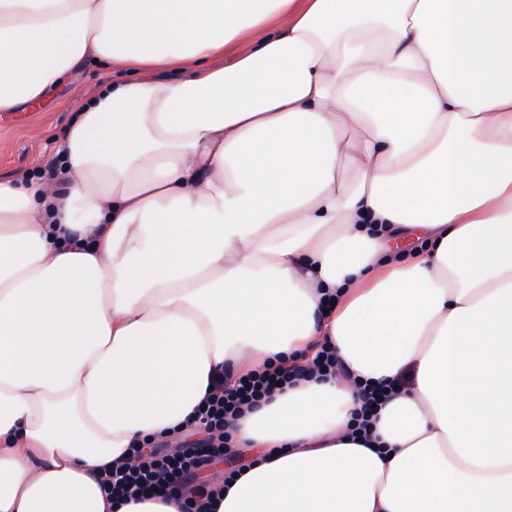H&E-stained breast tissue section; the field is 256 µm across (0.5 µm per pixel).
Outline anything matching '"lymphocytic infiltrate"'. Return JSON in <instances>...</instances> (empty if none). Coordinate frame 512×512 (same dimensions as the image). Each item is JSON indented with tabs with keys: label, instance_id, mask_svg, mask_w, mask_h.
Wrapping results in <instances>:
<instances>
[{
	"label": "lymphocytic infiltrate",
	"instance_id": "f902f5d3",
	"mask_svg": "<svg viewBox=\"0 0 512 512\" xmlns=\"http://www.w3.org/2000/svg\"><path fill=\"white\" fill-rule=\"evenodd\" d=\"M325 375L342 372L343 366L330 346H322L312 360L311 368L270 366L259 373L239 377L234 384L216 382L215 391L200 411V418L208 434L207 449L198 452L187 445L173 452H164L158 446L137 449V465L109 472L107 483L116 496L141 500L156 494L186 495L185 512H209L213 490L209 484L199 482L198 474L210 465L213 458L232 453L230 421L241 417L245 411L272 397L279 386L290 385L304 379L307 371ZM405 384L403 378L374 386L361 385L359 394L362 405L354 418L355 433L367 436L373 430L379 405Z\"/></svg>",
	"mask_w": 512,
	"mask_h": 512
}]
</instances>
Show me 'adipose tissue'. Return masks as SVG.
<instances>
[{"label":"adipose tissue","instance_id":"obj_1","mask_svg":"<svg viewBox=\"0 0 512 512\" xmlns=\"http://www.w3.org/2000/svg\"><path fill=\"white\" fill-rule=\"evenodd\" d=\"M90 65L0 178V512H182L104 468L326 340L215 512H512V0H0V112ZM107 76L89 66L66 75L35 106L0 115V173L32 175L54 160L62 129L74 115L76 103L92 94ZM405 383H407V378L399 377L381 386H374L367 382L364 385L358 384L362 405L360 412H357L355 415L353 422L355 428L352 434L357 433L364 437L370 436L377 417L378 406H381L384 400H387L396 391H399Z\"/></svg>","mask_w":512,"mask_h":512}]
</instances>
